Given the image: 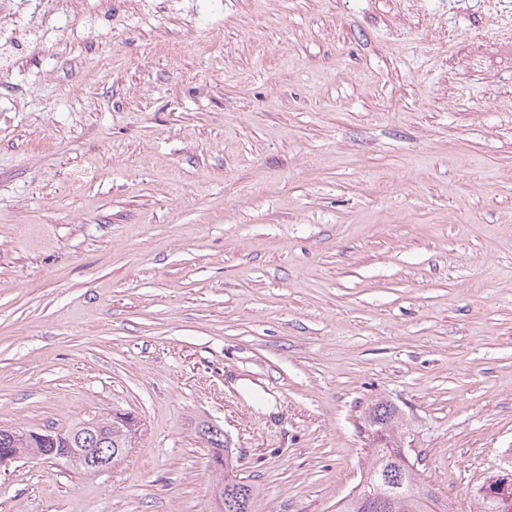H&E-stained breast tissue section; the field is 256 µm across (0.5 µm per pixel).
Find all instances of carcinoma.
<instances>
[{"label": "carcinoma", "instance_id": "cac0c4a2", "mask_svg": "<svg viewBox=\"0 0 512 512\" xmlns=\"http://www.w3.org/2000/svg\"><path fill=\"white\" fill-rule=\"evenodd\" d=\"M141 420L131 412H117L100 419L82 421L64 432L30 430L18 435L0 429V448H22L44 460L52 459L58 448H93L116 463L141 434ZM209 444L210 462L224 484V500L214 499L213 512H255V486L233 473L224 434L201 428ZM365 432L371 455L361 473L357 489L350 492L337 512H453L448 499L440 497L418 479L407 462L403 443L405 431L397 409L381 400L368 407Z\"/></svg>", "mask_w": 512, "mask_h": 512}]
</instances>
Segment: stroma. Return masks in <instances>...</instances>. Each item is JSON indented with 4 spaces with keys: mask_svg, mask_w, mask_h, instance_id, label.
<instances>
[{
    "mask_svg": "<svg viewBox=\"0 0 512 512\" xmlns=\"http://www.w3.org/2000/svg\"><path fill=\"white\" fill-rule=\"evenodd\" d=\"M26 4L0 72V429L130 412L0 512H212L204 424L256 512H336L373 400L477 512L512 470V62L480 0ZM78 26L45 53L48 20ZM182 43L175 56L160 43Z\"/></svg>",
    "mask_w": 512,
    "mask_h": 512,
    "instance_id": "stroma-1",
    "label": "stroma"
}]
</instances>
